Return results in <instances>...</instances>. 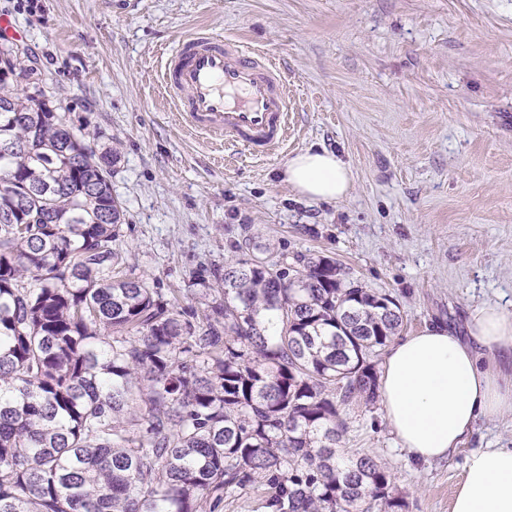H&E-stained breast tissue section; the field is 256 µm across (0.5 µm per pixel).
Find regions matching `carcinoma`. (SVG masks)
<instances>
[{
	"instance_id": "carcinoma-1",
	"label": "carcinoma",
	"mask_w": 512,
	"mask_h": 512,
	"mask_svg": "<svg viewBox=\"0 0 512 512\" xmlns=\"http://www.w3.org/2000/svg\"><path fill=\"white\" fill-rule=\"evenodd\" d=\"M0 512H397L340 409L377 399L396 299L336 261L248 254L222 298L167 300L116 248L117 154L0 76ZM261 495V488L242 492L240 495L224 500V508L219 512H262Z\"/></svg>"
}]
</instances>
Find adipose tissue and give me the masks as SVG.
<instances>
[{
	"mask_svg": "<svg viewBox=\"0 0 512 512\" xmlns=\"http://www.w3.org/2000/svg\"><path fill=\"white\" fill-rule=\"evenodd\" d=\"M282 178L297 194L339 202L353 189L350 167L325 149L307 148ZM461 338L442 326L396 341L382 366L384 419L402 448L428 462L452 455L480 420L512 411V312L495 303L475 309ZM451 512H512V448H481L466 460Z\"/></svg>",
	"mask_w": 512,
	"mask_h": 512,
	"instance_id": "ef3b65f1",
	"label": "adipose tissue"
}]
</instances>
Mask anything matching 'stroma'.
I'll use <instances>...</instances> for the list:
<instances>
[{
  "instance_id": "35a3bbf8",
  "label": "stroma",
  "mask_w": 512,
  "mask_h": 512,
  "mask_svg": "<svg viewBox=\"0 0 512 512\" xmlns=\"http://www.w3.org/2000/svg\"><path fill=\"white\" fill-rule=\"evenodd\" d=\"M40 71L26 94L92 148L116 149L126 210L116 246L165 298L214 280L253 239L268 261L336 260L399 302L403 335H464L478 306L512 311V0H0ZM283 67L287 146L264 159L187 132L163 94V57L198 28ZM309 147L349 164L342 202L282 180ZM342 446L393 475L406 512H451L467 457L512 447V414L479 421L450 458L414 461L381 404L343 407Z\"/></svg>"
}]
</instances>
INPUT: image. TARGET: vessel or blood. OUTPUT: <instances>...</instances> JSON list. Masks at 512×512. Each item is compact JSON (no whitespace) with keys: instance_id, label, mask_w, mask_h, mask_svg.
Returning a JSON list of instances; mask_svg holds the SVG:
<instances>
[{"instance_id":"vessel-or-blood-1","label":"vessel or blood","mask_w":512,"mask_h":512,"mask_svg":"<svg viewBox=\"0 0 512 512\" xmlns=\"http://www.w3.org/2000/svg\"><path fill=\"white\" fill-rule=\"evenodd\" d=\"M161 78L175 111L197 133L259 157L287 137L286 77L263 52L195 31L167 54Z\"/></svg>"}]
</instances>
